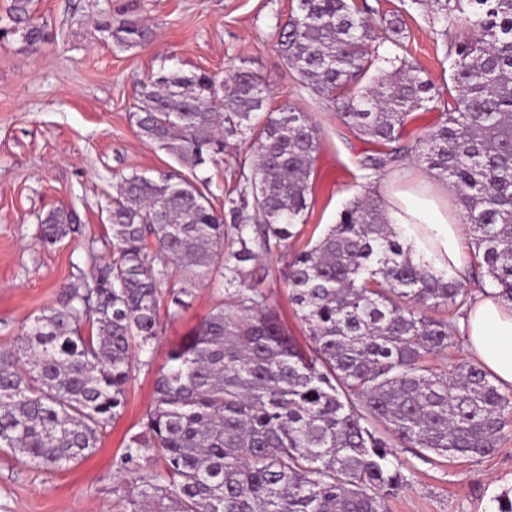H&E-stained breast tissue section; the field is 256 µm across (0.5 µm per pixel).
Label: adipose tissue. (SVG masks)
Returning <instances> with one entry per match:
<instances>
[{"mask_svg": "<svg viewBox=\"0 0 512 512\" xmlns=\"http://www.w3.org/2000/svg\"><path fill=\"white\" fill-rule=\"evenodd\" d=\"M395 224L406 229L416 250L433 254L441 268L456 275L466 272L461 226L448 211V190L424 185L419 194L398 191L386 198ZM459 327L471 354L499 384L512 387V303L484 288L470 300Z\"/></svg>", "mask_w": 512, "mask_h": 512, "instance_id": "adipose-tissue-1", "label": "adipose tissue"}]
</instances>
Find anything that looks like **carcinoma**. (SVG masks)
Instances as JSON below:
<instances>
[{"instance_id":"cac0c4a2","label":"carcinoma","mask_w":512,"mask_h":512,"mask_svg":"<svg viewBox=\"0 0 512 512\" xmlns=\"http://www.w3.org/2000/svg\"><path fill=\"white\" fill-rule=\"evenodd\" d=\"M31 3L11 0L0 40L33 49L50 39ZM421 4L435 34L448 36L461 20L468 37L448 47L455 95L442 121L411 147L400 145L411 112L440 99L405 57L372 72L379 44L402 45L405 7L375 27L366 3L298 0L277 26V47L303 90L387 148L362 169L373 175L412 154L452 188L473 236L478 286L486 276L512 301V0H410ZM106 32L126 46L148 40L136 22ZM136 94L140 135L185 171L122 177L112 258L65 286L58 306L27 319L17 347L0 351L1 448L47 472L91 454L124 407L133 350L162 335L160 308L177 315L219 272L221 297L169 352L142 432L121 455L124 471L159 462L129 494L130 512H386L407 485L394 449L449 459L496 451L512 424V394L468 359L446 371L430 363L455 326L426 310L459 308L468 294L413 257L379 195L351 200L288 264L308 348L270 294L247 283V264L292 246L306 223L321 136L305 113L268 111L265 82L250 71L222 79L163 66ZM238 137L250 140V174L218 209L205 173ZM78 231L73 211L41 221L49 245Z\"/></svg>"}]
</instances>
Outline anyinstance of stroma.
<instances>
[{
	"label": "stroma",
	"instance_id": "stroma-1",
	"mask_svg": "<svg viewBox=\"0 0 512 512\" xmlns=\"http://www.w3.org/2000/svg\"><path fill=\"white\" fill-rule=\"evenodd\" d=\"M296 5L297 0H33L49 41L34 50L0 42V351L14 347L23 321L57 306L64 285L89 277L108 256L109 211L121 177L175 168L165 150L138 136L132 117L138 108L135 84L157 72L165 58L175 57L187 71L201 68L223 77L238 69L258 73L266 81L270 109L289 104L317 124L322 146L309 178L312 207L305 235L336 223L346 204L366 189L416 190L413 178L424 169L408 157L364 177L358 163L377 144L354 134L333 106L298 89L274 36ZM404 20L403 49L383 44L380 59L406 55L436 91L447 94L442 37L421 10L408 9ZM129 21L147 27L148 43L127 47L108 36V28ZM249 157V146L238 144L208 167L215 201L236 186ZM58 208L77 213L80 231L44 244L41 221ZM292 256V250H281L254 268L282 320L305 345L307 328L283 280ZM216 298L212 285H200L189 309L164 318L159 341L138 356L121 415L93 454L46 472L0 448V512H115L134 485L133 473L119 470V458L142 430L156 374ZM396 454L405 463L408 484L389 500V512H496L497 496L512 493V426L498 450L483 458H421L409 448Z\"/></svg>",
	"mask_w": 512,
	"mask_h": 512
}]
</instances>
